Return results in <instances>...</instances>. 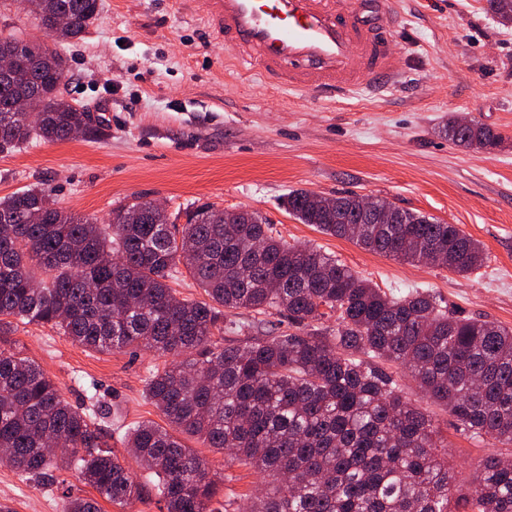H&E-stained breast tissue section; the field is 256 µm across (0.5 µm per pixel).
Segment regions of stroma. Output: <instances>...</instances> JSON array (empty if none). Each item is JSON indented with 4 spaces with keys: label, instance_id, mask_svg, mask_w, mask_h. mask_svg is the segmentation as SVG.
I'll return each instance as SVG.
<instances>
[{
    "label": "stroma",
    "instance_id": "stroma-1",
    "mask_svg": "<svg viewBox=\"0 0 512 512\" xmlns=\"http://www.w3.org/2000/svg\"><path fill=\"white\" fill-rule=\"evenodd\" d=\"M208 0H103L98 19L61 46V91L93 113L87 134L33 140L0 155V196L35 183L57 207L108 223L113 204L141 195L177 213L191 203L261 212L274 235L336 256L387 294L434 292L459 315L512 327V26L484 0H392L378 17L393 34L396 82L341 97L267 84L259 69L234 66L204 25ZM36 43L46 36L19 0H0V32ZM500 132L476 151L449 140V117ZM356 193L459 225L486 254L458 275L365 250L299 223L289 191ZM0 347L34 359L80 411L97 405L110 448L123 454L128 427L164 418L146 393L149 372L169 357L141 350L85 349L47 325L14 321ZM96 402H89L88 387ZM448 437V458L468 481L484 450L456 428L444 406L425 402ZM218 474L223 512H243L264 478L190 437ZM37 483L0 464V506L66 512L64 485L93 496L77 470Z\"/></svg>",
    "mask_w": 512,
    "mask_h": 512
}]
</instances>
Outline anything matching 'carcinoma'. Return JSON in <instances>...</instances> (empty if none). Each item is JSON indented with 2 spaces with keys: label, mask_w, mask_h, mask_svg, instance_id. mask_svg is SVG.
<instances>
[{
  "label": "carcinoma",
  "mask_w": 512,
  "mask_h": 512,
  "mask_svg": "<svg viewBox=\"0 0 512 512\" xmlns=\"http://www.w3.org/2000/svg\"><path fill=\"white\" fill-rule=\"evenodd\" d=\"M21 2L54 46L0 33V55L17 60L0 77V154L90 128L61 93L57 46L93 24L101 0ZM485 9L512 26V0H486ZM22 94L43 103L33 120L14 109ZM448 138L475 150L504 142L455 117ZM287 209L387 257L461 275L486 260L459 225L385 200H374L372 224L359 223L356 194L324 207L318 194L294 190ZM154 210L136 197L100 224L62 211L43 183L0 197V335L15 318L89 349L172 358L146 381L167 426L140 422L125 436L126 453L158 478L166 512H222L211 468L184 436L270 479L246 512H512V328L444 310L426 290L390 296L321 249L273 236L257 211L202 204L151 220ZM181 265L208 300L170 288ZM224 309L275 314L303 331L255 336L253 323L227 320ZM375 360L408 370L463 433L492 445L466 486L438 453V425ZM0 449L38 481L73 467L116 505L142 498L144 485L104 447L93 414L65 402L38 363L2 350ZM67 499L68 512H101L95 498Z\"/></svg>",
  "instance_id": "cac0c4a2"
}]
</instances>
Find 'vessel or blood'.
<instances>
[{
  "label": "vessel or blood",
  "mask_w": 512,
  "mask_h": 512,
  "mask_svg": "<svg viewBox=\"0 0 512 512\" xmlns=\"http://www.w3.org/2000/svg\"><path fill=\"white\" fill-rule=\"evenodd\" d=\"M204 22L275 85L343 95L391 76L388 34L358 0H209Z\"/></svg>",
  "instance_id": "obj_1"
}]
</instances>
